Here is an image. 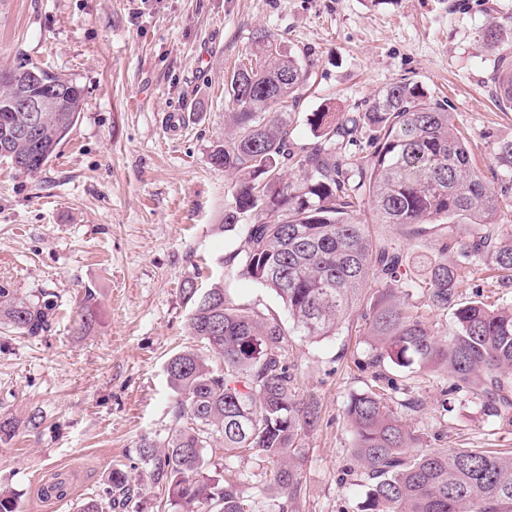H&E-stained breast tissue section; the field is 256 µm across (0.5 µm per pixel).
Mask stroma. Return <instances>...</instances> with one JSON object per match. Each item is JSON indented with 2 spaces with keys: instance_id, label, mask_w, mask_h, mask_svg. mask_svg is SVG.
<instances>
[{
  "instance_id": "1",
  "label": "stroma",
  "mask_w": 512,
  "mask_h": 512,
  "mask_svg": "<svg viewBox=\"0 0 512 512\" xmlns=\"http://www.w3.org/2000/svg\"><path fill=\"white\" fill-rule=\"evenodd\" d=\"M493 21L511 41L512 0H0V67L37 62L84 89L76 123L39 173L0 161V287L47 292L56 304L42 336L0 326V415L43 416L0 442V487L18 512H80L90 499L112 512L116 467L138 485L127 512H157L138 448L176 426L168 358L186 347L207 352L188 331L185 280L221 275L235 303L287 315L271 291L226 264L245 240L219 226L234 181L209 158L224 136V83L256 30L274 33L309 69L297 143L310 138V112L360 111L403 80L447 104L485 169L494 146L512 140V109L491 93L497 54L482 39ZM177 112L185 123L174 130L167 120ZM360 219L409 258L435 252L445 235L434 224L408 239L370 212ZM88 292L96 322L80 334ZM371 355L357 322L292 344L299 387L319 406L301 440L298 512H359L361 470L344 407L369 383L362 364ZM396 377L419 401L408 417L428 447L512 450V427L484 416L470 395H446L435 374ZM54 477L71 491L42 501L38 491Z\"/></svg>"
}]
</instances>
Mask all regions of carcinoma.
Returning <instances> with one entry per match:
<instances>
[{
    "label": "carcinoma",
    "mask_w": 512,
    "mask_h": 512,
    "mask_svg": "<svg viewBox=\"0 0 512 512\" xmlns=\"http://www.w3.org/2000/svg\"><path fill=\"white\" fill-rule=\"evenodd\" d=\"M493 93L512 107V45L499 49ZM256 65L228 77V130L212 145L213 167L235 174L224 204L221 228L244 227L245 248L227 259L237 276L273 291L291 325L277 316L230 300L219 282L209 287L188 279L181 294L189 305L190 335L224 364L215 367L192 349L166 363L177 394L174 415L182 426L161 442L142 439L139 458L171 512H259L242 474L230 467L206 468L205 450L224 445L225 458L248 452L269 469L262 494L285 495L280 512H297L303 494L298 460L302 433L315 427L318 405L299 392L288 363L293 338L317 340L336 334L356 308L373 352L372 382L348 396L345 416L351 452L362 466L365 493L359 512H512V454L487 448L432 450L399 409H414L407 388L388 376L384 363L400 370L417 366L448 380L447 390L464 391L483 415L512 426V303L464 301L459 285L482 263L501 288L512 287V225L498 223L500 201L484 171L472 161L466 138L451 113L415 84L395 82L371 106L338 117L326 106L308 118L312 139L298 145L293 118L308 70L294 49L268 31L255 36ZM24 62L0 68V154L21 174L34 175L53 157L75 124L84 89L52 73L59 105L43 112L33 141L16 127L17 95H42L24 85ZM502 189L512 188V141L492 156ZM292 177L284 178V169ZM370 210L377 224L406 235L440 218L448 235L425 275L401 273L397 248L374 240L359 220ZM467 221L465 237L452 226ZM449 317L439 337L431 315ZM54 301L19 296L0 288V324L24 336L46 332ZM31 410L24 419L0 417V441L20 425H40ZM113 508L134 498L127 471L112 469Z\"/></svg>",
    "instance_id": "carcinoma-1"
}]
</instances>
